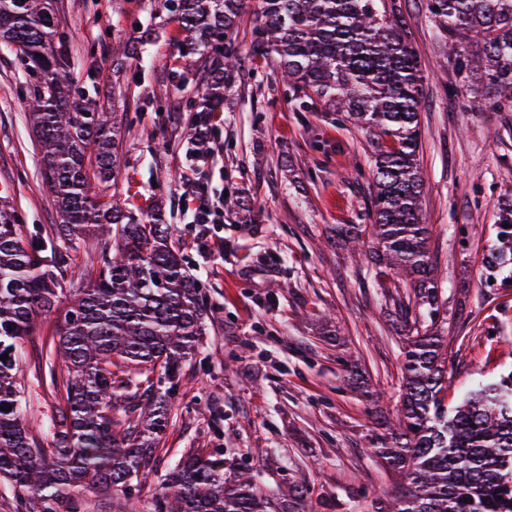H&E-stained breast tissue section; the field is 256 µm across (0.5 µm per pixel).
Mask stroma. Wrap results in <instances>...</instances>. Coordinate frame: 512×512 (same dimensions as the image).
<instances>
[{"mask_svg": "<svg viewBox=\"0 0 512 512\" xmlns=\"http://www.w3.org/2000/svg\"><path fill=\"white\" fill-rule=\"evenodd\" d=\"M422 68L419 163L426 175L423 221L438 268V327L448 344V401L512 371V271L490 274L483 257L495 221L512 200V110L480 95L447 94L456 81L426 0H398ZM148 0H57L59 34L71 47L75 98L127 113L121 172L129 206L159 197L186 269L207 296V332L182 371L166 437L147 480L131 494L87 487L81 512H154L164 478L182 454L219 455L224 477L251 473L263 493L287 501L306 488L305 512H365L395 494L400 478L364 447L401 404L400 305L406 288L377 281L368 252L341 245L336 228L367 224L372 148L365 134L334 122L324 106L300 110L276 64L234 74L203 153L192 139V81L164 98L190 59L176 24L158 21L149 44L121 73L125 100L112 99V44L135 41ZM95 79H87L89 67ZM28 77L0 49V201L23 231L53 228L40 147L27 120ZM204 173L199 199L191 184ZM237 195L238 209L224 206ZM208 204L209 224L193 221ZM55 314L22 343L17 381L40 425L63 404L38 385Z\"/></svg>", "mask_w": 512, "mask_h": 512, "instance_id": "stroma-1", "label": "stroma"}]
</instances>
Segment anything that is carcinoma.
<instances>
[{
	"label": "carcinoma",
	"instance_id": "carcinoma-1",
	"mask_svg": "<svg viewBox=\"0 0 512 512\" xmlns=\"http://www.w3.org/2000/svg\"><path fill=\"white\" fill-rule=\"evenodd\" d=\"M251 0H162L177 24V49L196 68L204 92L198 115L218 112L225 80L243 68L233 33ZM459 77L454 93L481 91L496 108L512 107V0H427ZM251 60L274 57L291 100L326 111L376 143L368 219L379 263L411 289L401 305L404 394L396 422L369 437V450L406 485L377 512H512V372L448 406V353L431 329L438 313L431 229L423 223L425 180L419 163L422 70L396 0H258ZM56 0H0V46L31 76L29 121L42 151V175L60 223L22 236L0 208V482L23 493L25 512H57L75 503L83 483L128 488L169 426L183 366L204 334L207 301L187 274L173 227L152 203L122 206L119 144L123 115L72 96L69 44L57 38ZM129 47L112 46V70ZM112 200H105L106 190ZM96 227L104 237L93 269L74 275V241ZM358 224L337 238L360 240ZM489 272L512 265V204L498 215ZM58 310L42 353L39 384L59 392L54 431L38 438L22 412L16 380L20 341ZM427 310L430 324L410 316ZM156 512H285L245 474L224 482V462L190 450L168 474Z\"/></svg>",
	"mask_w": 512,
	"mask_h": 512
}]
</instances>
